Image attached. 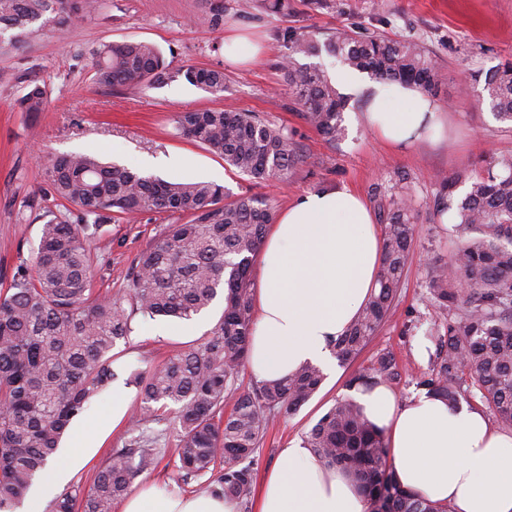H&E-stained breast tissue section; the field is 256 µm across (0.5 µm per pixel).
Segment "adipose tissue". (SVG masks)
Listing matches in <instances>:
<instances>
[{"label": "adipose tissue", "instance_id": "adipose-tissue-1", "mask_svg": "<svg viewBox=\"0 0 512 512\" xmlns=\"http://www.w3.org/2000/svg\"><path fill=\"white\" fill-rule=\"evenodd\" d=\"M336 85L366 99L361 120L382 143L401 149L446 133L445 110L433 98L400 85ZM397 99L405 111L388 107ZM383 239L361 195L344 187L297 196L271 225L258 255L254 322L247 368L258 380H280L307 363L335 371L328 344L350 327L376 285ZM366 417L384 434L400 484L449 512H512V430L477 408H449L425 394L399 400L386 384L356 390ZM130 396L112 394V416L79 428L44 471L61 482L93 456ZM230 499L166 495L137 486L119 512H238ZM256 512H369L352 475L316 460L295 443L265 475Z\"/></svg>", "mask_w": 512, "mask_h": 512}]
</instances>
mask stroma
<instances>
[{"label":"stroma","instance_id":"obj_1","mask_svg":"<svg viewBox=\"0 0 512 512\" xmlns=\"http://www.w3.org/2000/svg\"><path fill=\"white\" fill-rule=\"evenodd\" d=\"M205 0H103L101 9L70 27L63 39L42 37L22 49L0 44V291L18 267H27L49 213L63 204L48 191L43 164L52 157L91 153L106 164L167 180L210 181L231 196L257 195L283 211L300 194L346 186L367 204L404 187L419 215L411 260L390 316L378 335L336 380L319 391L296 415L271 424L255 461L257 477L279 461L281 448L302 440L347 384L384 351L395 356L403 378L400 399L417 395L416 381L428 371L434 345L430 334L445 322L426 300L427 275L435 259L450 260L460 241L434 213L438 178L464 172H503L512 163V124L495 119L479 94L475 75L512 64V0H289L287 14L266 9L263 0H224V23L211 27L203 17ZM356 36H382L426 48L438 62L446 84L437 95L448 113L443 140L404 150L380 142L359 120L363 101L350 98L344 137L326 143L296 111L280 64L287 52L283 29ZM244 33L266 52L244 68L224 60V38ZM155 43L172 68L200 66L223 72V96L210 95L178 79L140 92L96 83L89 52L103 43ZM46 91L43 112L19 111L16 100L27 85ZM245 110L293 134L302 155L287 181L257 183L231 170L205 145L179 135L180 113L204 109ZM181 217L149 212L136 223L103 225L93 243L98 257L93 287L103 294L125 288L138 255ZM126 343L114 349L116 384L192 343L180 321H137ZM125 426L103 440L92 459L74 469L65 485H47L38 504L46 512L64 486H90L96 469L112 449L122 447Z\"/></svg>","mask_w":512,"mask_h":512}]
</instances>
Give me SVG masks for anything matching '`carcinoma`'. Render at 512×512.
Here are the masks:
<instances>
[{"mask_svg": "<svg viewBox=\"0 0 512 512\" xmlns=\"http://www.w3.org/2000/svg\"><path fill=\"white\" fill-rule=\"evenodd\" d=\"M206 3L211 26L223 24L222 0ZM98 8V0H0V34L16 31L13 44L38 30L60 37ZM284 40L288 55L281 70L295 107L331 144L345 135L348 100L323 67L301 64L299 57L324 52L349 71L427 94L444 82L430 52L411 42L346 31L321 40L288 29ZM89 56L100 85L135 92L182 75L199 89L224 95L223 72L195 66L173 72L153 43L101 44ZM483 90L496 118L512 123V66L489 70ZM16 104L23 112H42L45 91L31 86ZM176 130L257 182L286 181L300 161L288 130L252 112H184ZM43 171L53 195L74 208L75 221L61 213L42 224L31 268L18 270L0 294V512H14L71 422L115 379L112 350L127 341L135 318L190 321L220 294L223 311L207 333L130 376L140 403L124 446L99 465L89 489L56 496L48 512H112L135 479L155 470L170 450L179 460L180 481H194L197 491L248 509L254 460L268 426L298 412L323 382L322 371L306 365L285 380L247 390L239 384L253 324L252 263L275 210L257 196L228 201L224 187L213 182L144 177L90 154L50 159ZM463 179L469 185L456 204L455 225L461 246L450 261L434 263L427 285L430 303L452 316L416 386L450 407L477 397L501 426L512 428V165L504 175L440 178L438 213L450 209L448 197ZM378 208L385 224L378 289L329 345L341 365L352 363L384 326L410 261L412 205L392 195ZM147 212L177 213L187 221L168 225L138 256L123 295L94 293L91 243L102 224ZM473 228L481 236H467ZM463 280L469 289L461 288ZM400 378L394 356L383 352L348 387L368 389ZM303 444L319 462L356 477L370 512H448L404 489L382 431L352 398L337 400Z\"/></svg>", "mask_w": 512, "mask_h": 512, "instance_id": "1", "label": "carcinoma"}]
</instances>
